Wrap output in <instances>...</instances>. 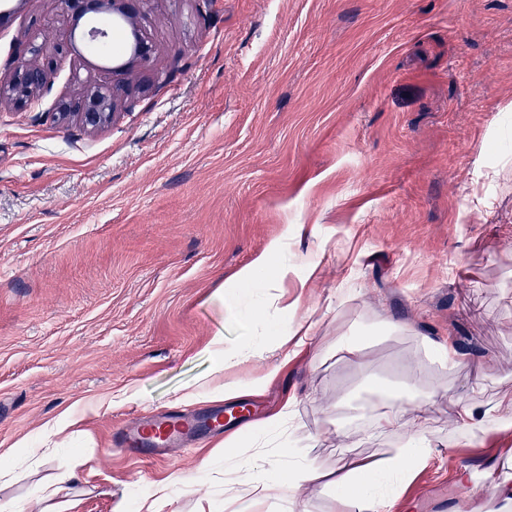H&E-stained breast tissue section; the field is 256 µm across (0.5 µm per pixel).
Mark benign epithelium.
I'll return each instance as SVG.
<instances>
[{
    "label": "benign epithelium",
    "instance_id": "7a95c632",
    "mask_svg": "<svg viewBox=\"0 0 512 512\" xmlns=\"http://www.w3.org/2000/svg\"><path fill=\"white\" fill-rule=\"evenodd\" d=\"M66 6L67 22L62 31L56 50L74 52L76 42L84 45L105 44L110 35L107 29L99 25H89L84 32L77 33L79 21L89 14L111 16L131 27V50L128 61L110 69L112 81L84 87L80 92L60 102L58 118L75 119L79 125L90 131L98 130L108 124L113 116L117 100L126 93L125 76L132 72L135 65L150 62L154 47L142 38L134 21L150 0H63ZM27 51L32 59L21 65L0 72V108L19 109L24 107L38 93L51 86V63L40 62L38 57L45 51L43 45L29 44Z\"/></svg>",
    "mask_w": 512,
    "mask_h": 512
}]
</instances>
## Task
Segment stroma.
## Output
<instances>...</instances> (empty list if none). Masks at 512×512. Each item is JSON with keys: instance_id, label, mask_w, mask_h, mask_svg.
Instances as JSON below:
<instances>
[{"instance_id": "35a3bbf8", "label": "stroma", "mask_w": 512, "mask_h": 512, "mask_svg": "<svg viewBox=\"0 0 512 512\" xmlns=\"http://www.w3.org/2000/svg\"><path fill=\"white\" fill-rule=\"evenodd\" d=\"M65 17L63 0H22L0 68ZM137 28L155 53L104 129L54 113L106 79L89 53L57 56L37 103L0 112V505L35 500L79 452L68 512H134L167 480L160 512H195L173 479L202 467L225 512L223 474L290 397L278 444L328 472L412 433L373 432L379 387L512 405V0H152ZM273 243L283 287L224 307L216 291ZM307 315L313 339L275 379L263 358L228 373L232 448L212 435L156 462L113 453L135 414L213 409L184 397L214 367L213 336L264 351ZM384 319L416 333L372 334ZM356 331L357 363L336 352ZM423 334L455 336L471 364L448 369ZM405 409L432 460L393 512H512L486 477L512 475V430L452 448L447 399ZM67 410L83 423L29 465L25 441Z\"/></svg>"}]
</instances>
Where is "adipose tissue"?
I'll return each instance as SVG.
<instances>
[{"instance_id": "adipose-tissue-1", "label": "adipose tissue", "mask_w": 512, "mask_h": 512, "mask_svg": "<svg viewBox=\"0 0 512 512\" xmlns=\"http://www.w3.org/2000/svg\"><path fill=\"white\" fill-rule=\"evenodd\" d=\"M275 252V247H268L251 265L241 269L234 277L232 289L219 290L218 299L225 302L236 294L281 286L288 276V268L271 266ZM211 348L216 356V372L192 387L190 398L226 400L239 397L235 384L221 382L220 375L238 366L241 355L225 354L224 339L220 336L212 338ZM455 405V423L463 437L483 436L494 427L501 431L512 428V408L504 409L497 416V426L493 427L489 424L493 417L490 408L461 398L456 399ZM430 454L429 443L417 429L385 457L371 462L351 459L332 477L307 460L295 457L289 449H278L272 457L261 450L248 463L255 471L254 477L231 481L229 501L234 512H255L258 504L270 499L302 500L308 487L326 481L336 490V512H392L394 491L407 474L426 466ZM83 463L84 458L79 453L71 454L61 462L58 474L42 491L40 512H67L69 504L63 501L62 495Z\"/></svg>"}]
</instances>
